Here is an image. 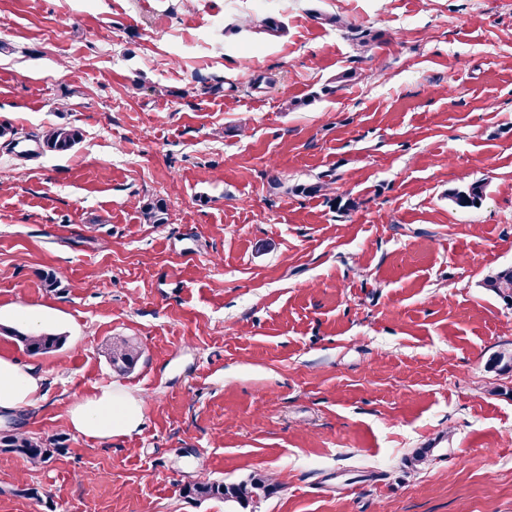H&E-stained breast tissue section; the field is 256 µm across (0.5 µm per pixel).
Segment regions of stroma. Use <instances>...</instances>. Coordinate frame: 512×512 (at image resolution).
<instances>
[{
	"instance_id": "1",
	"label": "stroma",
	"mask_w": 512,
	"mask_h": 512,
	"mask_svg": "<svg viewBox=\"0 0 512 512\" xmlns=\"http://www.w3.org/2000/svg\"><path fill=\"white\" fill-rule=\"evenodd\" d=\"M0 126V326L65 338L0 333L59 446L0 452V512H229L184 486L257 473L260 512H512V0H0ZM110 384L142 425L77 435ZM81 132L74 128L49 127L43 132L41 147L45 152L65 153L80 141ZM485 288L496 294L506 306L512 308V266L505 267L484 282ZM24 347L30 356H39L59 349L63 343V337L53 333H25L16 328L8 331ZM140 351L135 345L125 340H118L112 343L111 367L113 372L119 375L127 373L135 366L139 359Z\"/></svg>"
}]
</instances>
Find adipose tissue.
<instances>
[{"label":"adipose tissue","instance_id":"obj_1","mask_svg":"<svg viewBox=\"0 0 512 512\" xmlns=\"http://www.w3.org/2000/svg\"><path fill=\"white\" fill-rule=\"evenodd\" d=\"M43 382V376L35 370L0 357V413L38 405L44 397ZM68 419L71 429L80 436L109 439L137 430L144 412L140 400L108 385L75 399Z\"/></svg>","mask_w":512,"mask_h":512}]
</instances>
